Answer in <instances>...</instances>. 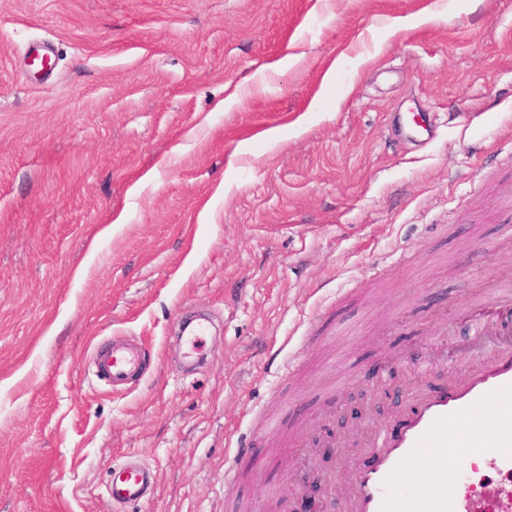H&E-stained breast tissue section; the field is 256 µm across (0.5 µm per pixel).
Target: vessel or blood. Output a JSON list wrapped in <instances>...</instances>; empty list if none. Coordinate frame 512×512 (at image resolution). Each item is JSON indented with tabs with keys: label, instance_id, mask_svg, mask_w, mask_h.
<instances>
[{
	"label": "vessel or blood",
	"instance_id": "obj_1",
	"mask_svg": "<svg viewBox=\"0 0 512 512\" xmlns=\"http://www.w3.org/2000/svg\"><path fill=\"white\" fill-rule=\"evenodd\" d=\"M471 328L475 335L487 338V360L452 387L420 392L398 428L370 433L366 446L371 460L351 467L345 493L337 494L334 484L326 486L339 512H491L492 503L464 500L455 492L461 470H440L429 481L401 478L407 465L431 448L460 461L470 449L481 448L492 468L512 474V345L492 341L488 316L475 315ZM95 358L113 386L119 387L132 378L142 354L115 344L97 352ZM490 403L498 406V413L465 434L454 432L456 423ZM153 481L150 468L129 457L113 477L109 493L118 504L138 502Z\"/></svg>",
	"mask_w": 512,
	"mask_h": 512
}]
</instances>
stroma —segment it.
I'll list each match as a JSON object with an SVG mask.
<instances>
[{"mask_svg":"<svg viewBox=\"0 0 512 512\" xmlns=\"http://www.w3.org/2000/svg\"><path fill=\"white\" fill-rule=\"evenodd\" d=\"M504 289L512 0H0V512L294 510L288 474L343 482L483 360ZM115 336L145 356L118 392ZM113 475L109 493L118 504L140 502L154 482V474L144 463L126 457L120 471Z\"/></svg>","mask_w":512,"mask_h":512,"instance_id":"1","label":"stroma"}]
</instances>
